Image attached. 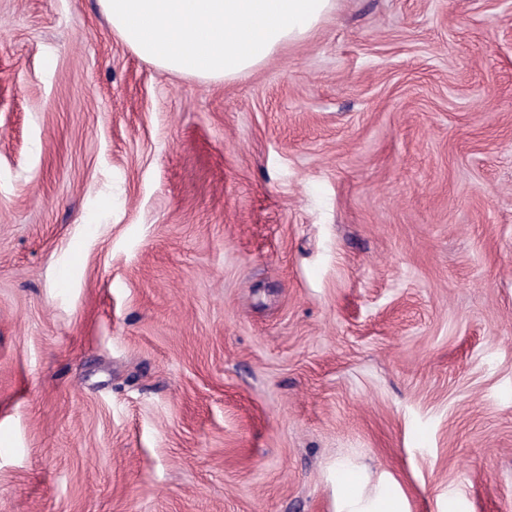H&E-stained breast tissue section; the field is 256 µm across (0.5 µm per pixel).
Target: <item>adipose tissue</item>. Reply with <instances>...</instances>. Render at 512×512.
I'll use <instances>...</instances> for the list:
<instances>
[{
    "instance_id": "obj_1",
    "label": "adipose tissue",
    "mask_w": 512,
    "mask_h": 512,
    "mask_svg": "<svg viewBox=\"0 0 512 512\" xmlns=\"http://www.w3.org/2000/svg\"><path fill=\"white\" fill-rule=\"evenodd\" d=\"M113 34L159 70L201 80L245 76L287 43L306 37L333 0H98ZM337 468L339 512H404L386 485Z\"/></svg>"
}]
</instances>
